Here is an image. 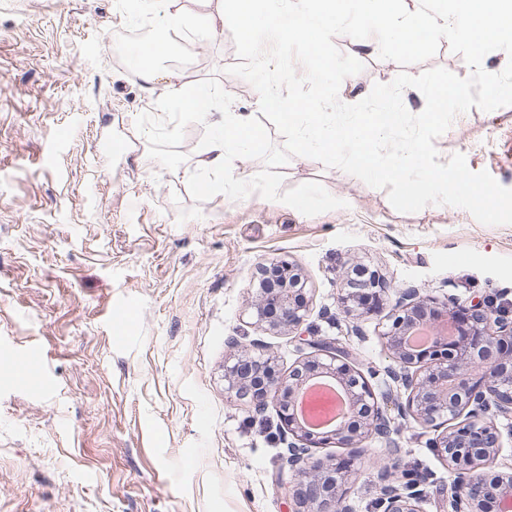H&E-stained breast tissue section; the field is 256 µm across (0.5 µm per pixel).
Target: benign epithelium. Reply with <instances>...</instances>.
Segmentation results:
<instances>
[{
  "label": "benign epithelium",
  "mask_w": 512,
  "mask_h": 512,
  "mask_svg": "<svg viewBox=\"0 0 512 512\" xmlns=\"http://www.w3.org/2000/svg\"><path fill=\"white\" fill-rule=\"evenodd\" d=\"M256 293L251 301L255 324L273 335L297 332L306 322L310 297L298 267L274 260L257 267ZM340 302L343 312L358 319L384 310V279L375 271L354 279L343 276ZM391 324L382 333L387 349L401 372L390 378L408 392L403 413L434 432L429 448L456 474L451 484V512H487L490 505L512 500V464L499 460L502 433L496 422L512 415V319L493 311V299L467 305L456 298L440 301L417 288L396 292ZM452 328L449 337L440 328ZM416 326L435 330L424 349L411 350L405 338ZM311 352L282 374L277 356L253 355L243 349L225 366L227 391L247 400L257 410L275 404L285 462L295 484L291 487L296 512H353L346 504V485L362 444L385 440L389 457L401 449L391 439L390 419L379 405L370 379L352 361L347 350L323 338L310 339ZM327 377L350 398L346 419L336 428L315 433L295 413L299 391L311 380ZM337 445L347 455L333 461L315 457L318 448ZM425 475L399 478L397 469L384 466L377 473L375 512H424V494L418 487Z\"/></svg>",
  "instance_id": "benign-epithelium-1"
}]
</instances>
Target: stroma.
<instances>
[{
	"label": "stroma",
	"mask_w": 512,
	"mask_h": 512,
	"mask_svg": "<svg viewBox=\"0 0 512 512\" xmlns=\"http://www.w3.org/2000/svg\"><path fill=\"white\" fill-rule=\"evenodd\" d=\"M124 27L115 0H0V512H295L275 407L256 412L224 387L230 340L263 342L283 371L308 351L298 334L257 329L248 307L257 264L280 258L302 270L314 335L376 372L397 466L429 476L425 512H448L453 473L398 413L386 320L345 317L338 276L361 264L388 289L490 296L512 318V225L448 205L401 213L385 189L303 156L281 167L283 189L317 181L343 208L195 201L188 178L209 129L160 109L166 82L211 85L223 113L255 111L258 93L226 72L238 61L227 30L191 41L194 62L146 90L113 55ZM333 42L364 65L357 93L403 71L471 73L444 42L406 67ZM434 144L440 163L464 154L512 188V106L471 108ZM29 353L44 363L35 384L21 371ZM365 447L354 512H373L388 461L384 442Z\"/></svg>",
	"instance_id": "stroma-1"
}]
</instances>
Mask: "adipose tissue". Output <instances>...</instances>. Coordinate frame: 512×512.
Returning <instances> with one entry per match:
<instances>
[{
    "mask_svg": "<svg viewBox=\"0 0 512 512\" xmlns=\"http://www.w3.org/2000/svg\"><path fill=\"white\" fill-rule=\"evenodd\" d=\"M162 107L181 117L208 123L211 129L201 160L205 176L199 182L200 189L208 192L217 188L239 194L244 182L241 164L265 138V129L255 122L253 114L226 112L215 117V93L205 84L189 89L168 85Z\"/></svg>",
    "mask_w": 512,
    "mask_h": 512,
    "instance_id": "obj_1",
    "label": "adipose tissue"
}]
</instances>
